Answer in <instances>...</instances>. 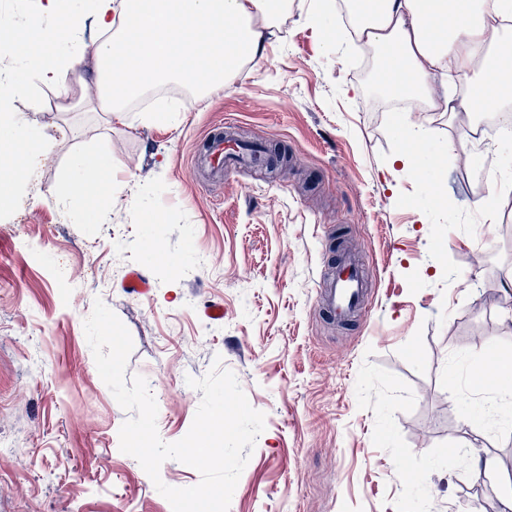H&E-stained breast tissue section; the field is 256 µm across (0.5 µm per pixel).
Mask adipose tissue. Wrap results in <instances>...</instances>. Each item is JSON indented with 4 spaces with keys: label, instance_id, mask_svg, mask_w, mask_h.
I'll return each mask as SVG.
<instances>
[{
    "label": "adipose tissue",
    "instance_id": "1",
    "mask_svg": "<svg viewBox=\"0 0 512 512\" xmlns=\"http://www.w3.org/2000/svg\"><path fill=\"white\" fill-rule=\"evenodd\" d=\"M21 25L36 45L17 44L20 73L0 71V151L49 152L53 143L13 118L16 100L36 99L40 87L65 92L68 74L92 59L99 102L84 101L81 111L97 110L116 121L128 104L155 84L177 83L206 99L223 88L243 63L261 57L265 29L288 10V0H34ZM358 42L384 49V80L399 98L425 101L427 108L471 112L473 119L502 114L512 102V54L498 50L512 30L500 21L512 17V0H344ZM98 31L86 42L84 25ZM445 76L481 96L483 108L448 92L436 97L432 82ZM106 154L80 151L67 166L56 204L74 224H105L104 208L87 194L111 189Z\"/></svg>",
    "mask_w": 512,
    "mask_h": 512
}]
</instances>
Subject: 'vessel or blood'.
Wrapping results in <instances>:
<instances>
[{"label":"vessel or blood","instance_id":"b4317fda","mask_svg":"<svg viewBox=\"0 0 512 512\" xmlns=\"http://www.w3.org/2000/svg\"><path fill=\"white\" fill-rule=\"evenodd\" d=\"M263 155L259 147L238 143L228 130L210 138L200 165L209 175L220 177L247 168ZM316 304L339 324H350L366 317L371 306L370 288L365 269L351 249L339 248L330 271L320 274Z\"/></svg>","mask_w":512,"mask_h":512}]
</instances>
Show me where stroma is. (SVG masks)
<instances>
[{
	"label": "stroma",
	"mask_w": 512,
	"mask_h": 512,
	"mask_svg": "<svg viewBox=\"0 0 512 512\" xmlns=\"http://www.w3.org/2000/svg\"><path fill=\"white\" fill-rule=\"evenodd\" d=\"M319 0H292L265 56L207 101L149 91L125 122L65 112L96 98L80 71L19 118L55 147L0 209V512H172L119 430L129 413L102 381L83 322L102 300L133 340L160 438L189 431L202 394L187 377L232 371L265 429L229 512H500L512 485V386L482 379L512 353V190L476 177L447 113L376 111ZM180 105L148 122L146 104ZM425 116L417 168L396 163L405 117ZM283 156L221 182L193 163L226 120ZM110 159L108 224H72L54 202L77 151ZM439 176H432V162ZM38 249H30L28 240ZM352 243L376 290L364 322L315 304L323 266ZM139 270L148 295L127 292ZM224 308L220 321L204 308ZM493 459L488 475L469 468Z\"/></svg>",
	"instance_id": "obj_1"
}]
</instances>
